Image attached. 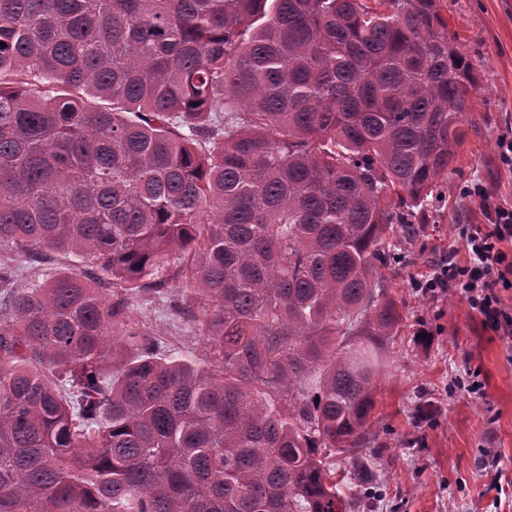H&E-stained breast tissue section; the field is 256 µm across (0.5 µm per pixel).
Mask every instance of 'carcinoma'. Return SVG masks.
<instances>
[{"instance_id": "1", "label": "carcinoma", "mask_w": 512, "mask_h": 512, "mask_svg": "<svg viewBox=\"0 0 512 512\" xmlns=\"http://www.w3.org/2000/svg\"><path fill=\"white\" fill-rule=\"evenodd\" d=\"M439 0H0V512H348L383 270L478 76ZM213 362L128 319L142 293ZM71 260H73V259L70 255H64L62 253H57V252L48 253L46 256L43 257L41 262L35 264L38 266V270H29L27 272L26 269H23L21 274L23 277H27V279H29V280H30V275L38 276L40 274L39 278L41 279L42 274L53 273L60 269L71 266ZM30 271H32V273H30ZM35 271L37 273L33 274V272H35Z\"/></svg>"}]
</instances>
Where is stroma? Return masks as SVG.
I'll return each instance as SVG.
<instances>
[{
	"mask_svg": "<svg viewBox=\"0 0 512 512\" xmlns=\"http://www.w3.org/2000/svg\"><path fill=\"white\" fill-rule=\"evenodd\" d=\"M440 4L479 84L454 169L440 178L437 197L410 215V235L392 267L390 286L405 298L408 318L376 395L377 486L351 488L350 512H512V343L483 326L455 290L426 295L411 286L439 263L468 260L459 229L487 217L460 187L482 183L492 201L512 207V167L500 162L497 147L512 132V0ZM129 317L167 349L209 364L197 326L169 300L141 295ZM423 329L431 337L425 348L414 342ZM474 372L484 395L467 390ZM424 398L432 406L421 414Z\"/></svg>",
	"mask_w": 512,
	"mask_h": 512,
	"instance_id": "35a3bbf8",
	"label": "stroma"
}]
</instances>
